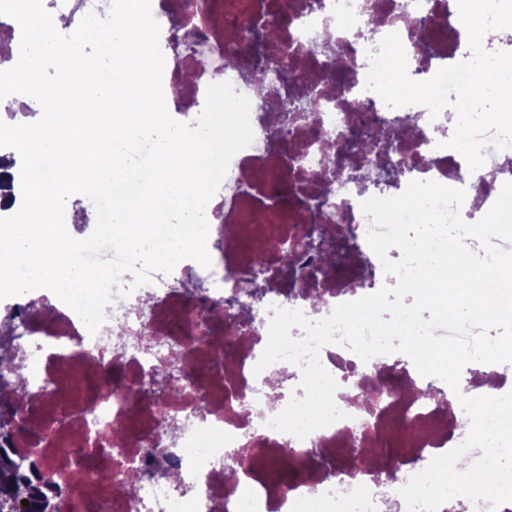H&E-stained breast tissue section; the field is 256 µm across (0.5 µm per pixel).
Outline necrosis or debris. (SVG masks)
I'll use <instances>...</instances> for the list:
<instances>
[{
	"mask_svg": "<svg viewBox=\"0 0 512 512\" xmlns=\"http://www.w3.org/2000/svg\"><path fill=\"white\" fill-rule=\"evenodd\" d=\"M153 0L152 14L180 22L178 41L162 48L164 98L176 121L189 122L215 81L250 101L254 138L231 160L206 207L210 266L185 259L114 295L105 320L89 333L54 293L15 296L10 356L27 382L14 406L6 448L36 462L59 488L55 512H408L399 487L437 456L461 444L470 421L461 397L500 396L493 364H466L460 391L419 374L401 353L361 361L343 346L320 360L338 384L344 419L306 438L270 420L293 396L298 366L280 361L256 371L274 308L298 309L313 321L395 283L367 244L373 223L362 201L390 197L408 181L433 180L466 193L461 214L484 216L512 182V148L484 147L470 170L448 148L456 112L431 118L387 106L366 79L379 37L398 33L408 71L431 78L471 56L467 38H438L461 27L457 0ZM275 21V40L256 29ZM337 31L325 42V30ZM240 54L224 65L227 48ZM342 58L344 71L330 66ZM310 71L338 85L332 105L303 119L280 140L267 119L270 96H285V76ZM414 136L395 138L406 118ZM392 141L415 166L408 181L385 187L361 139ZM369 190L360 191L357 177ZM342 256L335 273L312 277L283 270L291 247L299 262L321 230ZM268 270L239 317L226 299L246 290L256 253ZM321 303H312V296ZM235 479H226L227 470Z\"/></svg>",
	"mask_w": 512,
	"mask_h": 512,
	"instance_id": "necrosis-or-debris-1",
	"label": "necrosis or debris"
}]
</instances>
